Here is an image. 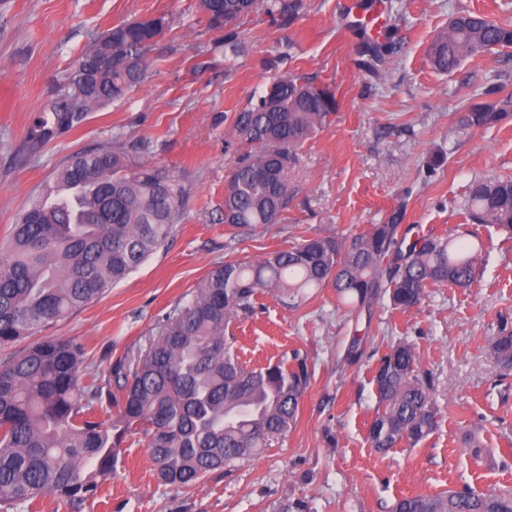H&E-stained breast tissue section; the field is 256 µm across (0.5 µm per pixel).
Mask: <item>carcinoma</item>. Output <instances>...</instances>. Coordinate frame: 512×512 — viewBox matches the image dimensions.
<instances>
[{
  "mask_svg": "<svg viewBox=\"0 0 512 512\" xmlns=\"http://www.w3.org/2000/svg\"><path fill=\"white\" fill-rule=\"evenodd\" d=\"M214 30L237 39L238 22L261 9L292 17L299 0H199ZM164 19L116 25L93 38L64 89L37 113L20 147L36 155L52 139L79 127L90 113L123 99L144 80L146 56ZM512 45V27L485 16L455 17L432 44L439 71ZM512 102L472 106L467 122L492 128L508 119ZM326 88L284 76L235 113L227 145L240 147L224 185V223L249 234L277 222L295 189L288 169L299 148L335 115ZM53 184L63 199L29 202L7 249L0 251V349L65 320L125 280L173 236L185 189L170 172L136 161L119 142L72 156ZM466 207L477 224L512 235V178L473 181ZM484 245L475 234L409 238L392 215L349 241L318 233L287 251L226 262L211 270L191 299L152 330L132 360L119 359L105 379L91 373L82 343L46 336L0 361V512H23L52 495L80 512L114 472L121 445L144 435L157 477L184 487L252 457L297 419L310 371L297 350L291 360L245 368L227 335L230 322L267 293L299 306L310 289L331 283L348 317L371 320L378 305L409 309L431 284L470 288L479 277ZM497 364L512 369V334L488 345ZM414 347L399 342L380 357L372 378L378 406L368 426L384 451L416 443L438 424L430 382L419 374ZM117 408L108 424L95 408ZM391 512H512V493L467 487L402 497Z\"/></svg>",
  "mask_w": 512,
  "mask_h": 512,
  "instance_id": "1",
  "label": "carcinoma"
}]
</instances>
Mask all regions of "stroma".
Returning a JSON list of instances; mask_svg holds the SVG:
<instances>
[{"label":"stroma","instance_id":"obj_1","mask_svg":"<svg viewBox=\"0 0 512 512\" xmlns=\"http://www.w3.org/2000/svg\"><path fill=\"white\" fill-rule=\"evenodd\" d=\"M295 18L261 12L239 28L237 48L210 29L198 0H0V243L18 213L72 154L113 138L145 144L187 198L168 244L102 296L49 328L83 343L91 368L137 354L155 324L190 298L216 266L286 250L327 232L349 239L400 213L419 234L473 231L486 256L477 286L432 285L416 307L376 308L354 325L336 292L313 291L290 308L259 295L228 331L242 363L260 367L292 350L312 373L298 418L268 448L188 487L156 476L143 436H129L117 470L83 512H390L400 497L471 486L512 490V375L487 345L512 333V239L466 211L473 180L512 176V120L485 129L463 122L472 104L512 95V47L435 70L428 50L460 11L512 25V0H301ZM165 19L145 81L93 112L38 155L19 159L35 113L63 89L89 41L112 26ZM377 36L380 80L362 46ZM285 75L334 92L333 122L298 151L299 193L276 224L240 236L224 222V184L236 149L227 119ZM362 336L358 362L341 358ZM414 346L438 428L418 444L381 453L368 439L377 400L372 376L398 342Z\"/></svg>","mask_w":512,"mask_h":512}]
</instances>
